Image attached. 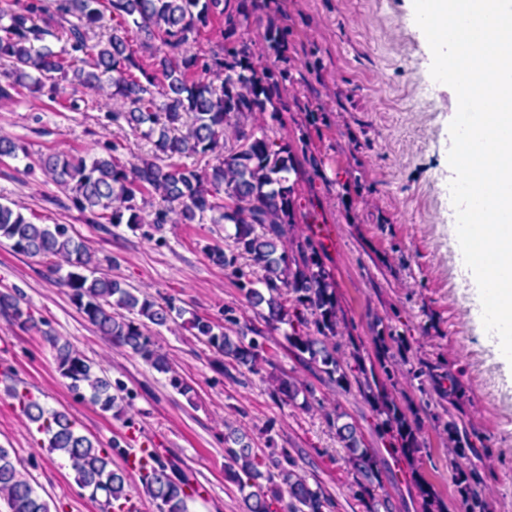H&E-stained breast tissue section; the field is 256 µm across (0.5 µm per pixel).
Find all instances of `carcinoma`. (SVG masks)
I'll return each mask as SVG.
<instances>
[{
    "label": "carcinoma",
    "instance_id": "cac0c4a2",
    "mask_svg": "<svg viewBox=\"0 0 512 512\" xmlns=\"http://www.w3.org/2000/svg\"><path fill=\"white\" fill-rule=\"evenodd\" d=\"M0 7V61L9 69L0 74V98H11L18 86L32 89L56 102L69 86L67 108L80 109L79 89H108L124 110L112 113V121H124L142 132L153 145L152 155L128 166L112 155L117 146L89 159L65 153L39 158L44 175L70 193L73 205L92 216V221L125 224L151 238L170 223L229 224L224 246L206 248L208 260L224 268L257 309L263 327L240 321L224 310V325L193 319L197 337L232 360L238 372L260 374L264 342L286 325L284 338L298 355L346 389L351 380L365 376V397L379 422L377 431L393 452L414 463L422 442L416 419L400 405L387 388L397 369L389 359L391 345L402 348L404 336L390 325L374 337L379 368H366L359 352L350 360L339 354L336 337L341 335L336 287L322 261L319 244L309 236L288 249V235L297 224L300 204L290 174L296 172L291 142L277 140L264 126L246 128L255 113H267L273 121L288 111L283 99L286 83L293 82L286 67L289 56L288 26L276 18L265 21L263 49L282 63L259 68L254 51L244 37L251 23L262 22L273 0H237L235 10L224 17L222 52L201 57L185 49L189 35L206 27L223 0H28L22 10L9 0ZM49 16L65 35L56 51L46 43L53 32L37 19ZM112 26H107V22ZM135 26L145 47L153 50L155 67L147 71L130 50L126 32ZM106 30V38L92 40L90 33ZM140 72L136 77L132 70ZM189 125L187 134L180 127ZM234 143L226 145L227 134ZM195 156L203 166L170 163L174 157ZM158 196L163 206L143 229L137 195ZM12 242L18 253L42 257L52 265L63 262L61 279L73 305L100 335L114 346L140 357L159 373L170 374V384L192 400L193 388L172 372L167 357L159 352L149 326L162 327L182 315L173 302L160 303L138 290H131L112 277L97 274L94 253L75 239L64 224H36L25 214L0 203V238ZM249 261L245 270L239 260ZM11 307L21 325L38 327L29 311L0 296V305ZM137 315L130 319L122 311ZM55 350L57 371L68 388L103 412L123 414L134 393L120 381L99 374L91 361L66 340L45 333ZM274 395L285 403L313 391L285 373L268 376ZM21 413L45 436L47 448L67 459L79 485L98 502L101 512H128L132 489L126 471L112 468V456L125 459L137 471L142 490L155 504L156 512H189L194 489L179 462L147 446L135 459L117 439L108 446L80 433L64 411L46 408L33 393L14 394ZM329 420L345 450L346 462L356 475L357 495L365 512H392V505L374 493L380 484V467L374 449L365 445L357 424ZM448 445L464 458L474 451L472 432L450 419L445 424ZM224 447L229 463L225 473L240 490L244 512H277L274 505L287 493V512H331L332 499L320 486H312L302 466L288 452L263 458L253 452L247 434L226 426ZM279 478L285 489L270 492L257 480ZM454 485L465 512H488L478 490L473 470L455 468ZM423 512H448L430 485L416 480ZM0 509L3 512H51L50 504L33 487L27 474L18 470L11 450L0 446Z\"/></svg>",
    "mask_w": 512,
    "mask_h": 512
}]
</instances>
